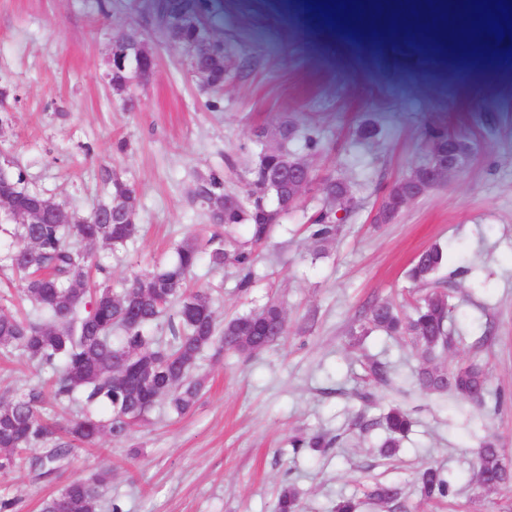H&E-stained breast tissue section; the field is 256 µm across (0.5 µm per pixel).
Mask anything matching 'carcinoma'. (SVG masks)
Instances as JSON below:
<instances>
[{
  "label": "carcinoma",
  "instance_id": "cac0c4a2",
  "mask_svg": "<svg viewBox=\"0 0 512 512\" xmlns=\"http://www.w3.org/2000/svg\"><path fill=\"white\" fill-rule=\"evenodd\" d=\"M205 0H159L150 5L154 24L167 41L181 45L204 63L212 89L224 84V43L212 39L199 43L194 33L173 25V14L204 12ZM128 69L112 75V87L121 89L134 82L142 64L129 52ZM274 129L279 139H268L267 130L256 134L259 153L272 160L267 171H253L256 181L277 182L288 194V162L301 158L293 149L299 128L287 118ZM427 150L448 145V131L430 128L424 134ZM102 178L111 184L108 201L97 204L87 216L60 205L42 224H23L4 218L0 237L8 245L0 251V264L18 281V298L27 303L24 316L0 311V354L14 352L54 376L53 399L74 408L60 423L40 411L42 393L34 389L20 396L0 398V471L24 469L32 480L52 482L69 463L73 445L91 446L103 437L121 442L134 426L159 403L165 402L177 415L188 412L202 390V380L192 375L198 356L206 349L232 350L241 355L257 354L288 333V321L275 301L250 310L224 324L216 317L212 294L191 289L187 282L202 260L214 271L234 267L244 273L239 288L248 290L255 262L254 246L266 240L280 218L292 213L276 198L266 206L246 199L236 209L212 205L224 194V174L215 170L200 177L193 191L194 202L206 209L216 230L207 238L192 235L175 250L173 261L160 264L144 274L134 273L121 287L112 286L107 269L88 246L101 243L111 249L124 246L141 233L140 224L130 226L125 210H137L133 185L111 169L101 168ZM13 201L31 198L48 200L26 185L24 171L13 165L0 172ZM348 192L346 184L334 178L323 184L324 208L310 224V239L321 247L332 242L340 230L331 197ZM248 230L240 240L236 231ZM448 261V252L433 244L423 249L407 272L408 280L422 288L409 314L401 313L387 300L373 302L355 321L350 333L360 340L374 332L407 339L421 362L414 374L420 390L429 394L453 395L477 408L491 396L486 368L466 361L449 368L444 355L464 344L465 338L452 326L456 305L448 290L438 286L437 274ZM167 317L166 336H157L152 326ZM378 426L383 438L380 454L395 455L413 427V419L399 406L389 407ZM70 436L61 441L60 432ZM293 453L306 448H329L332 441L320 433L297 434L290 440ZM112 480L109 470H99L87 479L73 480L44 498L41 512H125L123 503L105 497ZM421 497L441 499L454 493L451 480L442 470L426 465L416 475ZM472 484L479 499L512 485V458L496 439L485 437L475 452ZM399 489L378 483L367 494L377 505L397 500ZM278 512H297V492L281 490Z\"/></svg>",
  "mask_w": 512,
  "mask_h": 512
}]
</instances>
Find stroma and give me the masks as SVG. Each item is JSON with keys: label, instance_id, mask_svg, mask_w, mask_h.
<instances>
[{"label": "stroma", "instance_id": "obj_1", "mask_svg": "<svg viewBox=\"0 0 512 512\" xmlns=\"http://www.w3.org/2000/svg\"><path fill=\"white\" fill-rule=\"evenodd\" d=\"M454 2L368 0L355 18L362 37L352 41L320 5L300 12L291 0H209L205 22L225 49L216 91L194 76L181 46L155 33L144 0H111L105 12L99 0H0V90L10 112L0 146L25 169L28 187L83 215L108 197L102 166L136 188L140 238L97 250L113 285L169 260L206 224L191 200L199 176L219 169L227 192L251 193L256 129L288 115L321 142L304 155L315 186L256 246L248 292L233 268L203 264L193 280L211 291L222 320L278 301L287 339L249 358L204 351L193 370L204 388L187 414L155 406L127 441L79 451L57 484L0 473V494L18 497L19 512H39L56 485L99 468L111 469L109 492L126 512H275L285 486L297 491L299 512H334L352 496L360 512H476L479 441L491 434L512 449V35L479 44L504 62L498 77L460 69L440 10ZM129 34L157 61L147 82L131 86V111L107 77L113 44ZM430 126L467 135L470 164L394 222L374 223L389 188L426 162ZM330 177L350 193L337 240L317 257L308 224ZM435 243L448 249L439 279L459 301L455 325L465 338L444 362L486 363L492 389L506 398L500 409L476 412L419 390L408 341L376 332L349 346L371 302L389 298L410 311L406 272ZM374 358L388 363L387 384L368 378ZM48 382L21 355L0 359V396ZM395 404L415 424L387 459L373 422ZM316 432L333 448L293 453V435ZM426 463L450 475L452 496L422 500L415 476ZM377 482L397 486L399 499L387 507L365 500Z\"/></svg>", "mask_w": 512, "mask_h": 512}]
</instances>
